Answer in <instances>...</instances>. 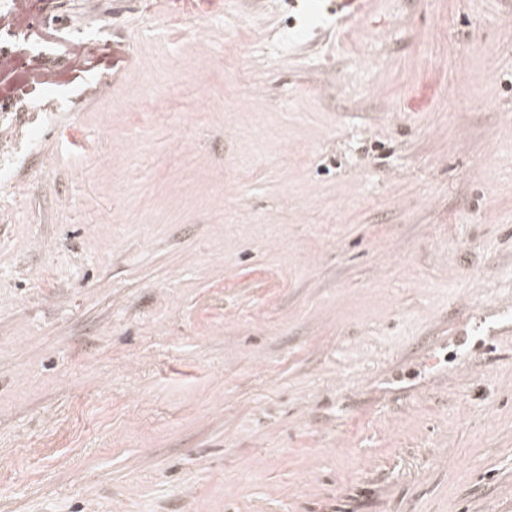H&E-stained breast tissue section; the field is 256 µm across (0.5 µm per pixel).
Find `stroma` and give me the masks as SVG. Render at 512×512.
I'll use <instances>...</instances> for the list:
<instances>
[{
	"label": "stroma",
	"mask_w": 512,
	"mask_h": 512,
	"mask_svg": "<svg viewBox=\"0 0 512 512\" xmlns=\"http://www.w3.org/2000/svg\"><path fill=\"white\" fill-rule=\"evenodd\" d=\"M52 9L0 512H512V0Z\"/></svg>",
	"instance_id": "obj_1"
}]
</instances>
